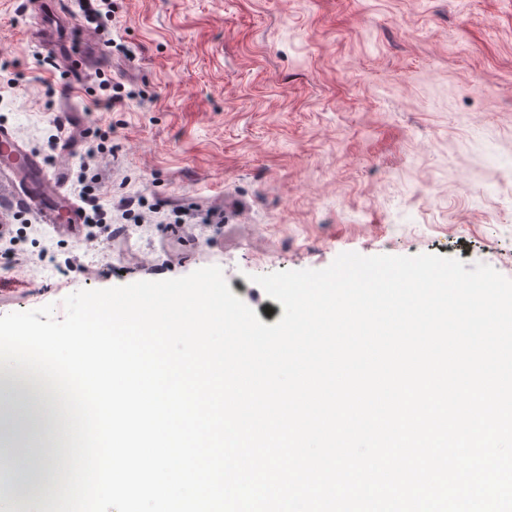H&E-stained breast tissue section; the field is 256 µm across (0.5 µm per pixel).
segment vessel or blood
Returning <instances> with one entry per match:
<instances>
[{
    "instance_id": "vessel-or-blood-1",
    "label": "vessel or blood",
    "mask_w": 512,
    "mask_h": 512,
    "mask_svg": "<svg viewBox=\"0 0 512 512\" xmlns=\"http://www.w3.org/2000/svg\"><path fill=\"white\" fill-rule=\"evenodd\" d=\"M0 177L11 180L16 188L15 205L30 211L40 223L75 236L83 214L67 195L57 175L47 173L40 154L25 150L7 126H0Z\"/></svg>"
}]
</instances>
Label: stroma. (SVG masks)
<instances>
[{
	"instance_id": "obj_1",
	"label": "stroma",
	"mask_w": 512,
	"mask_h": 512,
	"mask_svg": "<svg viewBox=\"0 0 512 512\" xmlns=\"http://www.w3.org/2000/svg\"><path fill=\"white\" fill-rule=\"evenodd\" d=\"M75 0H0V125L48 155L54 116L69 155L112 129L113 200L141 193L224 214L197 228L177 278L219 266L267 325L284 309L253 278L323 269L343 252L434 253L512 279V0H114L113 45ZM140 101L105 112V84ZM497 194L480 197L485 181ZM144 224L89 280L32 260L0 267V315L86 288L136 282L123 253L157 256Z\"/></svg>"
}]
</instances>
